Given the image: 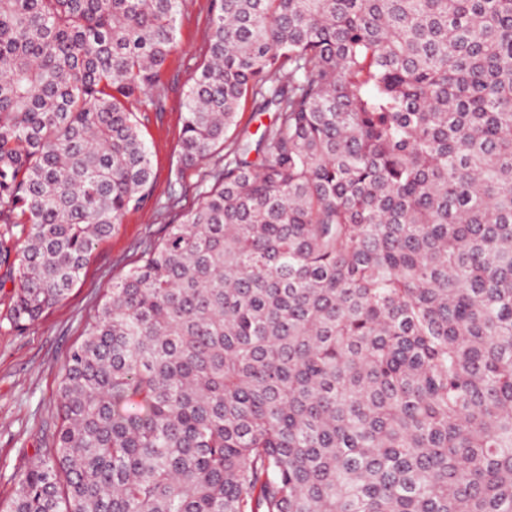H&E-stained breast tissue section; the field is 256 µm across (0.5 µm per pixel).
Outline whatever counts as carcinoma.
I'll list each match as a JSON object with an SVG mask.
<instances>
[{
    "instance_id": "1",
    "label": "carcinoma",
    "mask_w": 512,
    "mask_h": 512,
    "mask_svg": "<svg viewBox=\"0 0 512 512\" xmlns=\"http://www.w3.org/2000/svg\"><path fill=\"white\" fill-rule=\"evenodd\" d=\"M183 0H0L22 332L153 196ZM181 170L0 512H512V0H212ZM24 241L21 251L15 241Z\"/></svg>"
}]
</instances>
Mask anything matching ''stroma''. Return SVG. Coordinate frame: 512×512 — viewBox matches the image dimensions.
<instances>
[{"label":"stroma","instance_id":"1","mask_svg":"<svg viewBox=\"0 0 512 512\" xmlns=\"http://www.w3.org/2000/svg\"><path fill=\"white\" fill-rule=\"evenodd\" d=\"M210 9L211 0H186L177 22V48L164 76V109L149 112L142 126L153 169L151 202L116 225L98 244L67 298L26 331L8 325L12 290L4 281L10 272L0 266V502L13 496L17 474L37 459L53 429L61 370L71 347L81 341L85 322L145 244L161 237L165 224L171 223L172 195L194 198L201 172L216 162L208 157L198 170L176 176L184 95L205 60Z\"/></svg>","mask_w":512,"mask_h":512}]
</instances>
